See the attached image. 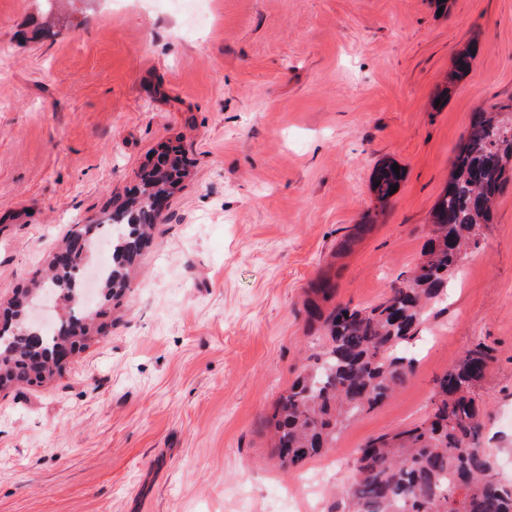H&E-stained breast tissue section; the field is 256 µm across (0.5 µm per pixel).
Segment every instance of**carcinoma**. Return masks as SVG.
Instances as JSON below:
<instances>
[{
    "label": "carcinoma",
    "mask_w": 512,
    "mask_h": 512,
    "mask_svg": "<svg viewBox=\"0 0 512 512\" xmlns=\"http://www.w3.org/2000/svg\"><path fill=\"white\" fill-rule=\"evenodd\" d=\"M474 51L467 47L458 53L438 99L448 98L451 85L469 72ZM155 155L139 182L113 198L101 218L75 225L61 246L69 256H50L47 280L14 291L33 305L53 293L65 313L47 335L24 327L18 307L7 303L0 313V391L40 387L62 375L66 357L105 332L110 304L129 287L137 258L152 244L168 201L188 176L179 146L162 144ZM393 164L382 161L371 178L370 192L380 202L403 179ZM510 182L512 103H494L470 116L450 180L433 205L422 258L406 282L391 287L374 306L335 304L327 310L320 302L333 297L334 285L328 279L316 284L307 312L320 323L318 351L305 358L265 421L283 467L297 468L335 447L347 421L389 399L415 372L418 359L408 354L409 347L421 337L462 254L478 246L494 203ZM104 233L110 234L114 263L101 282L100 301L93 308L73 304L72 294L81 292L80 273L91 258L75 243L94 244ZM488 360L481 346L466 350L435 380L423 421L381 434L359 449L345 492L346 512H512V481L497 478L495 456L480 444L476 394Z\"/></svg>",
    "instance_id": "1"
}]
</instances>
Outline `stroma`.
Returning <instances> with one entry per match:
<instances>
[{
  "instance_id": "obj_1",
  "label": "stroma",
  "mask_w": 512,
  "mask_h": 512,
  "mask_svg": "<svg viewBox=\"0 0 512 512\" xmlns=\"http://www.w3.org/2000/svg\"><path fill=\"white\" fill-rule=\"evenodd\" d=\"M210 9L191 30L166 0H0V302L160 144L191 164L105 335L0 393V512H342L356 448L418 423L481 343L482 445L512 480V184L391 399L289 471L264 427L315 339L312 285L371 306L420 259L471 113L512 99V0ZM389 159L404 178L383 206L369 183ZM472 52H475V55H472ZM475 56L476 48L474 47H466L464 50L458 53L454 60L453 70L450 74L449 79H447L445 85L437 93L436 99H440V104L441 102H443L444 99L448 98V94L451 91V85L456 80L462 78L469 72L472 66V62L475 59Z\"/></svg>"
}]
</instances>
